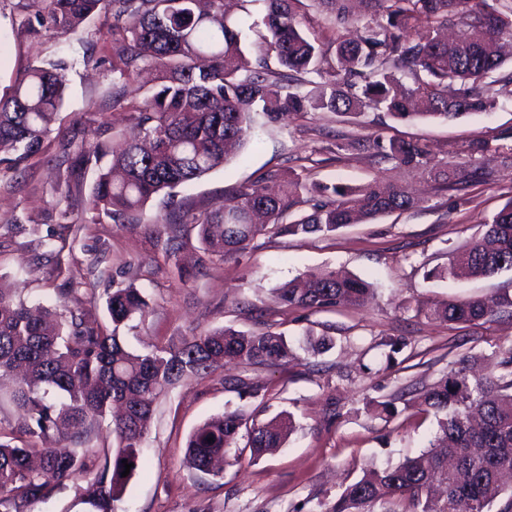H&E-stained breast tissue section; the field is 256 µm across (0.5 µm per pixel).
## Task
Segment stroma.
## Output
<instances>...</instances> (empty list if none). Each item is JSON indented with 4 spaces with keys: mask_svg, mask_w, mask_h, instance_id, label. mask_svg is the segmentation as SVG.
<instances>
[{
    "mask_svg": "<svg viewBox=\"0 0 512 512\" xmlns=\"http://www.w3.org/2000/svg\"><path fill=\"white\" fill-rule=\"evenodd\" d=\"M22 15L18 0H0V92L29 63L59 56L65 44L96 36L99 26L95 20L82 24L65 39L46 29L35 37L21 28ZM111 85L109 62L70 66L64 105L40 153L16 176L0 179V221L14 222L11 231L0 230V286L33 305L51 307L61 299L89 309L91 323L98 324L113 286L133 282L149 310L122 336L142 353L225 325L282 332L296 342L311 334L335 341L319 355L298 351L285 365L228 361L169 388L156 405L122 512H321L364 468L426 452L438 424L434 415L418 413L414 387L437 381L465 359L495 372V351L512 346V318L446 323L426 314L451 300L511 296L512 272L444 282L424 277L512 201V163L505 161L512 156V97H499L490 112L449 121H398L381 112L347 121L330 112H301L264 123L258 144L240 159L180 188L182 209L198 216L221 209L235 188L261 185L271 170L319 182L390 183L418 196L419 206L330 236L261 235L244 251L204 263L193 226L176 224L181 262L196 273L182 281L156 245L154 223L168 209L166 197L150 200L139 223L116 224L85 209L93 171L67 183L57 168L73 128L84 129L90 150L101 142L118 150L136 136L133 114L105 96ZM376 136L418 141L438 165L464 163L468 144L488 142L481 161L492 176L438 191L421 170L378 161L365 145L348 146ZM59 231L64 247L45 261L48 237ZM326 269L371 282L372 298L320 311L275 304L274 288ZM72 278L79 286L70 293ZM389 340L404 343L391 365L379 348ZM237 377L264 385L265 399L242 398L225 387V380ZM331 405L338 411L333 422L327 419ZM228 407L256 412L261 421L287 411L297 429L274 453L228 460L222 477L193 470L185 459L188 435Z\"/></svg>",
    "mask_w": 512,
    "mask_h": 512,
    "instance_id": "obj_1",
    "label": "stroma"
}]
</instances>
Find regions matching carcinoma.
Segmentation results:
<instances>
[{"mask_svg":"<svg viewBox=\"0 0 512 512\" xmlns=\"http://www.w3.org/2000/svg\"><path fill=\"white\" fill-rule=\"evenodd\" d=\"M36 26L63 37L98 18L106 31L81 41L86 64L110 58L112 101L119 86L152 67L158 84L140 101L126 103L137 114L142 138L133 140L97 168L87 209L117 224H135L154 197L167 196L170 210L156 223L193 224L205 254L239 252L257 236L327 235L349 224L414 208L415 200L380 182L362 185L303 184L271 171L259 190L236 189L224 208L199 217L180 210L175 189L224 165L253 142L257 117L270 121L292 112L321 111L352 116L367 110L399 120L451 119L487 112L512 94V70L502 69L501 41L512 40V0H38ZM261 3V22L247 23L249 6ZM325 13L335 29L362 23L356 39L317 42L302 29L301 9ZM254 30L263 52L252 58L245 30ZM68 62L60 57L32 65L0 96V152L14 157L0 177L42 149L63 104ZM372 147L383 161L427 171L446 191L462 181H485L490 172L472 163L428 166L420 143L380 138ZM99 144L79 151L75 171L105 154ZM464 271L475 278L512 271V203L481 233L448 254V262L425 273L445 280ZM372 291L366 280L336 270L321 277L298 276L275 289L276 302L304 310L359 304ZM149 304L129 283L112 289L109 323L92 325L84 308H41L0 288V375L17 369L24 379L10 393L21 419L0 439V512H27L75 478L86 480L84 503L93 512H119L129 477L122 460L139 466L140 444L154 408L166 390L187 377L210 373L236 360L249 365L286 363L295 357L282 333L242 332L231 326L207 330L177 345L142 354L130 350L120 331ZM497 312L512 313V297L450 301L430 309L434 319L474 323ZM334 347L322 335L307 341L316 355ZM499 373L471 376L466 365L418 390L419 405L443 415L433 451L348 483L325 512H512V498L498 510L501 480L512 475V347L498 355ZM112 419L114 448L99 462L85 447L95 424ZM261 457L282 446L294 430L282 412L261 422L243 410H227L199 425L186 443L187 463L220 475L214 462L238 444ZM213 438L208 442L207 438ZM64 442L54 448L51 442Z\"/></svg>","mask_w":512,"mask_h":512,"instance_id":"1","label":"carcinoma"}]
</instances>
